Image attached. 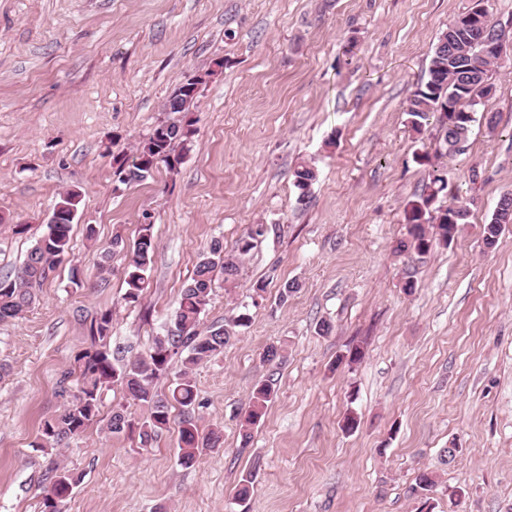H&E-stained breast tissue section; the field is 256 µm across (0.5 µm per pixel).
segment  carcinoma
<instances>
[{"label":"carcinoma","instance_id":"carcinoma-1","mask_svg":"<svg viewBox=\"0 0 512 512\" xmlns=\"http://www.w3.org/2000/svg\"><path fill=\"white\" fill-rule=\"evenodd\" d=\"M466 15L464 11L454 17L447 30L438 37L427 78L412 92L407 109L415 131L435 122L439 131L438 152L452 157L464 154L473 123L477 121V99L491 95L492 72L501 67V58L483 54L486 44L500 38L501 24L491 17L487 24L475 26L466 21ZM197 101L196 96L181 99L171 96L166 100L163 111L169 113L168 126L156 125L139 144L133 159L113 158L118 184L130 185L146 180L160 164H169V154L175 144L192 140L196 129L187 114L196 107ZM421 162L430 166L428 181L418 200L406 212L408 239L401 242L403 249L419 256L428 254L437 238L450 244L468 218L466 206L453 202L446 207L442 220L434 222L430 212L439 195L448 189V184L429 154L421 156ZM316 180L317 170L309 163L303 162L294 169L293 186L298 202L306 200ZM80 203V192L68 190L61 193L52 210V215L58 216L57 223L45 224L43 234L30 247L14 278L0 277V322L16 319L26 312L33 303L36 289L73 253L71 230ZM506 224H512V213L507 204L495 210L489 223L484 225L487 247L496 246ZM265 233L264 225L258 224L237 240L234 250L227 252L223 243L216 241L200 255L193 277L182 289L179 307L166 334L156 337L145 355L127 360L122 351L112 350L108 343L112 336V310L97 312L86 325L89 347L75 356V368L61 372L57 380L58 394L68 395L70 399L58 413L43 421L35 447L43 451L62 448L79 438L89 424L98 420L102 391L114 383L124 386L132 400L146 407L147 413L134 422L124 407L113 408L105 424L108 433L120 435L136 431L141 446L146 447L168 428L171 409L177 406L182 415L177 442L180 466L191 468L204 450L219 447L221 434L216 431L201 433L194 419L197 389L192 371L202 362L221 354L224 346L236 336V329L245 325L249 318L241 314L223 325L205 327L202 314L212 292L213 272L219 269L224 273V281H235L243 257ZM156 247L153 224L146 220L140 225L124 270L122 300L125 304H138L148 288ZM117 248H125L123 241L113 240L101 253L102 282L106 280L112 252ZM176 356L182 358L184 370L169 394L160 395L154 391L153 382L167 371ZM73 387L77 389L75 394L71 393ZM272 397L271 383L263 382L254 388L242 424L243 444H248L253 426L265 416ZM82 481V473L55 466L43 491L41 512H63L62 507Z\"/></svg>","mask_w":512,"mask_h":512}]
</instances>
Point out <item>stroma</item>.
<instances>
[{"label":"stroma","mask_w":512,"mask_h":512,"mask_svg":"<svg viewBox=\"0 0 512 512\" xmlns=\"http://www.w3.org/2000/svg\"><path fill=\"white\" fill-rule=\"evenodd\" d=\"M470 5L0 0V214L11 218L0 224V277L15 276L60 193L82 194L70 261L24 315L0 324V512H41L58 464L84 476L67 512H512V224L494 248L483 238L512 191V45L465 154L436 155V126L413 131L407 114L439 35ZM202 73L196 134L176 146V168L115 187L113 157L132 156L164 120L163 101ZM427 152L453 191L439 205L458 197L469 216L450 246L418 256L399 243ZM304 160L318 179L301 204L292 173ZM146 219L157 248L149 287L128 307V247ZM17 223L25 234H14ZM256 224L271 233L235 283L216 275L203 315L207 325L242 313L251 321L192 373L195 420L221 431L223 445L186 469L177 422L145 450L138 436L107 433L113 407L144 413L115 385L100 421L69 447L34 448L64 403L60 373L87 346L82 316L111 310V346L145 353L200 254L216 239L232 250ZM117 237L125 246L98 285L100 250ZM74 265L86 287L72 286ZM288 281L299 290L284 301ZM355 344L364 355L346 362ZM271 345L283 357L270 364ZM264 381L275 394L245 446L240 423ZM350 415L358 426L349 431ZM446 448L455 456L445 462ZM422 471L435 484L417 492ZM248 474L253 489L242 501Z\"/></svg>","instance_id":"stroma-1"}]
</instances>
